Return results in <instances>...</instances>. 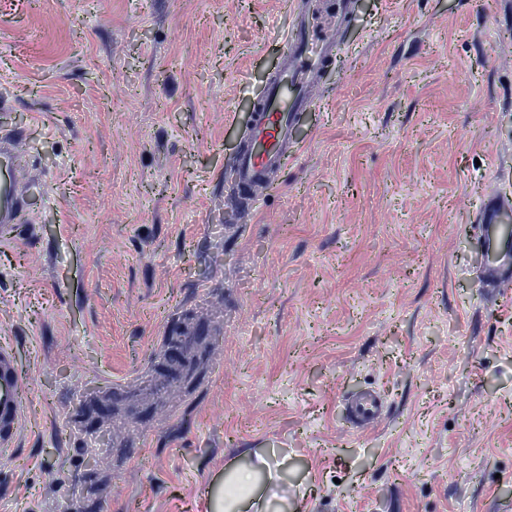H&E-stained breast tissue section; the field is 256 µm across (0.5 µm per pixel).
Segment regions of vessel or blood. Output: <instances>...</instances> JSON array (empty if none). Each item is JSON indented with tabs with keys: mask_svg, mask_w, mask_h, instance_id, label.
<instances>
[{
	"mask_svg": "<svg viewBox=\"0 0 512 512\" xmlns=\"http://www.w3.org/2000/svg\"><path fill=\"white\" fill-rule=\"evenodd\" d=\"M340 0L323 26L302 18L287 37L288 54L276 80L265 91L258 109L259 118L251 135L237 156L239 184L262 183L271 169L282 166L286 146L298 113L307 111L310 101L306 91L315 75L322 70L335 45L334 36L346 10ZM9 139L0 140V244L11 241L13 223L18 216L16 170L10 165ZM507 209L490 199L481 215L479 241L484 251L497 262L494 280L512 279V227L505 225ZM24 376L10 345L0 344V446H12L24 411ZM358 424L368 427L384 413L381 395L375 391L360 394L351 403Z\"/></svg>",
	"mask_w": 512,
	"mask_h": 512,
	"instance_id": "1",
	"label": "vessel or blood"
}]
</instances>
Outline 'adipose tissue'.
Listing matches in <instances>:
<instances>
[{
	"label": "adipose tissue",
	"instance_id": "1",
	"mask_svg": "<svg viewBox=\"0 0 512 512\" xmlns=\"http://www.w3.org/2000/svg\"><path fill=\"white\" fill-rule=\"evenodd\" d=\"M280 467L274 458L257 454L248 469L229 472L224 480L223 512H277L285 498Z\"/></svg>",
	"mask_w": 512,
	"mask_h": 512
}]
</instances>
